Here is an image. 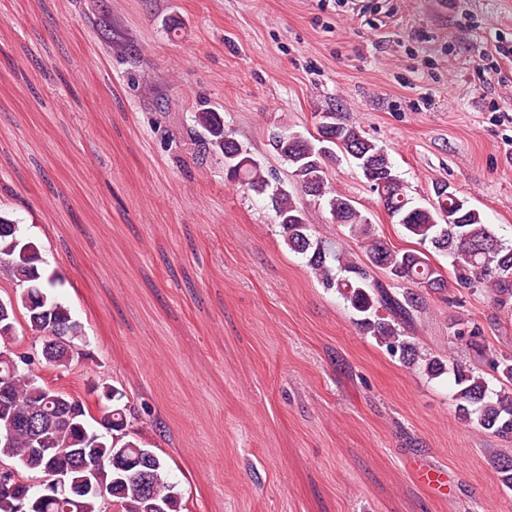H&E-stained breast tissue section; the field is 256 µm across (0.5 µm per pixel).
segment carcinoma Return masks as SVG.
<instances>
[{
    "label": "carcinoma",
    "mask_w": 512,
    "mask_h": 512,
    "mask_svg": "<svg viewBox=\"0 0 512 512\" xmlns=\"http://www.w3.org/2000/svg\"><path fill=\"white\" fill-rule=\"evenodd\" d=\"M194 122L191 134L199 158L220 154L228 180L257 195L268 192L271 183L261 165L226 129L220 113L202 109ZM271 141L288 163L301 194L326 198L333 222L366 245V262L335 253L313 237L302 204L277 188L270 200L286 244L305 256L321 282L336 289L355 311L359 331L378 338L390 354L410 367L421 360L401 328L412 321L423 295L445 298L448 280L431 263L434 253L451 258L458 286L487 292L498 307L512 309V245L498 239L479 211L447 183L435 182L432 200L415 204L386 148L359 127L340 121L334 112L320 115L314 135L284 128L272 132ZM340 152L355 160L382 208L416 239L418 248H390L351 199L331 191L329 168ZM43 264L38 246L18 221L0 210V278L14 286L13 294L0 299V386H7V392L0 394V462L18 465L0 469V512H181V496L169 480L167 460L129 438L128 408L117 388H95L101 415L92 423L86 400L52 387L37 373L40 368L69 371L80 355L76 340L83 336L82 324L54 293L63 281L45 275ZM373 267L413 289L392 290L371 275ZM380 308L387 316L378 314ZM21 318L33 342L40 345L39 359L13 349ZM453 336L477 357L484 356L479 328L463 326ZM487 365L501 384L498 391L489 387L484 370L452 366L456 413L477 428L508 437L512 435V353L489 358ZM79 448L90 450L98 463L82 467ZM56 477L64 484L47 487L44 480Z\"/></svg>",
    "instance_id": "carcinoma-1"
}]
</instances>
